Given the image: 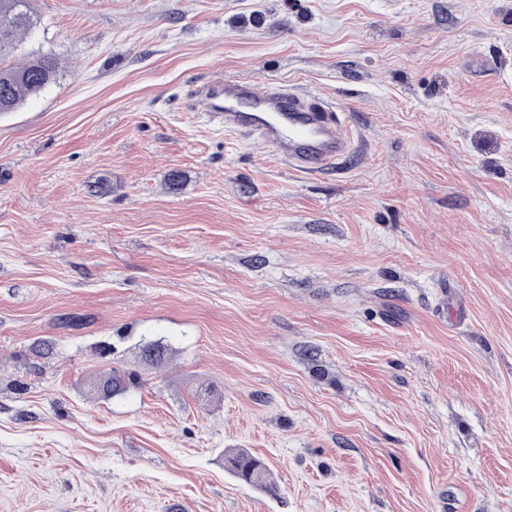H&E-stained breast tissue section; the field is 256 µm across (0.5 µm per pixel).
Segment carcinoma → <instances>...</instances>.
<instances>
[{
  "instance_id": "1",
  "label": "carcinoma",
  "mask_w": 512,
  "mask_h": 512,
  "mask_svg": "<svg viewBox=\"0 0 512 512\" xmlns=\"http://www.w3.org/2000/svg\"><path fill=\"white\" fill-rule=\"evenodd\" d=\"M34 26L30 0H0V107L17 110L30 96L39 93L56 80L58 60L51 55H35L18 64L4 60L17 47L21 36ZM172 357V350L159 342L144 345L140 362L159 367ZM135 382V375L118 369L103 371L90 382V394L109 400L125 393ZM224 467L237 479L265 493H275L267 465L245 449L224 457Z\"/></svg>"
}]
</instances>
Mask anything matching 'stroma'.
<instances>
[{
	"mask_svg": "<svg viewBox=\"0 0 512 512\" xmlns=\"http://www.w3.org/2000/svg\"><path fill=\"white\" fill-rule=\"evenodd\" d=\"M388 2L31 0L0 512H512V0ZM218 77L341 108L353 157L290 172L192 100ZM172 357V350L159 342L144 345L139 353L140 362L159 367L165 365ZM134 373L121 372L112 368L96 375L90 382V394L96 399L109 400L125 393L135 382ZM224 467L237 479L265 493H275L267 465L245 449H239L224 457Z\"/></svg>",
	"mask_w": 512,
	"mask_h": 512,
	"instance_id": "35a3bbf8",
	"label": "stroma"
}]
</instances>
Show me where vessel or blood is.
<instances>
[{
    "label": "vessel or blood",
    "mask_w": 512,
    "mask_h": 512,
    "mask_svg": "<svg viewBox=\"0 0 512 512\" xmlns=\"http://www.w3.org/2000/svg\"><path fill=\"white\" fill-rule=\"evenodd\" d=\"M226 130L254 139L300 174L322 171L350 157L353 137L342 114L320 98L273 82L227 77L195 91Z\"/></svg>",
    "instance_id": "vessel-or-blood-1"
}]
</instances>
